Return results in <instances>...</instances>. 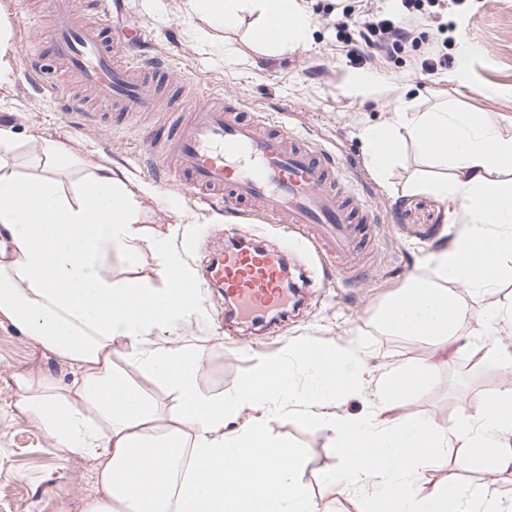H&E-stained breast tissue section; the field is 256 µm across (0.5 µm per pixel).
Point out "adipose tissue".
<instances>
[{
    "label": "adipose tissue",
    "mask_w": 512,
    "mask_h": 512,
    "mask_svg": "<svg viewBox=\"0 0 512 512\" xmlns=\"http://www.w3.org/2000/svg\"><path fill=\"white\" fill-rule=\"evenodd\" d=\"M187 15L230 29L244 16L256 21L254 38L269 55L310 42L312 18L302 0H183ZM290 23L286 38L267 37L277 19ZM366 165L386 177L403 143L447 164L450 171L412 182L452 202L460 230L431 253L416 275L376 312L374 322L392 336H413L447 356L463 343L483 367L512 366V303L494 306L479 337L465 340L472 314L451 287L485 296L512 278V132L486 113L441 105L411 112L394 104L390 118L361 130ZM10 130L0 128V316L34 344L68 363L65 383L43 370L15 376L17 411L53 447L95 463L100 493L84 512H314L298 478L299 451L272 439L265 419L229 428L248 405L281 415L294 407L329 432L339 458L338 480L362 490L363 512H512V489L502 493L448 476L424 489L425 462L460 442L462 467L489 465L512 474V387L460 406L455 423L434 417L387 419L403 399L428 389L434 363H400L366 378L362 343L326 346L301 342L293 355L303 372L261 364L230 395L199 387L206 355L183 344H157L158 335L187 328L199 310L192 268L176 248L174 226L145 225L149 188L129 187L101 166L64 189L57 170L68 166L64 146L32 148L39 174L23 177L8 158ZM156 263L155 280L114 279L113 262L134 264L142 251ZM126 347L114 365L112 345ZM147 373L175 396L167 428L136 376ZM365 397L357 415L338 412L349 397Z\"/></svg>",
    "instance_id": "ef3b65f1"
}]
</instances>
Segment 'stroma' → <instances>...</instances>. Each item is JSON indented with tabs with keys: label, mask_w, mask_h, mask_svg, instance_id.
Returning a JSON list of instances; mask_svg holds the SVG:
<instances>
[{
	"label": "stroma",
	"mask_w": 512,
	"mask_h": 512,
	"mask_svg": "<svg viewBox=\"0 0 512 512\" xmlns=\"http://www.w3.org/2000/svg\"><path fill=\"white\" fill-rule=\"evenodd\" d=\"M304 3L313 17L311 44L281 58L257 51L250 22L233 30L214 28L186 17L180 0H124L114 21L120 30L147 27L150 39L143 53L172 55L179 63L176 79L161 84L168 111L145 116V124L167 130L170 113L182 104L177 81L223 93L247 103L252 111L278 117L286 127L329 151L342 163L347 186L373 208L370 238L357 247L358 264L349 276L315 245L297 244L294 232L284 225L244 224V231L256 235L267 248L288 249V279L305 290V301L284 323L256 325L245 335L232 337L219 329L223 296L217 289L201 286L202 311L180 341L205 351L200 386L207 393L232 392L258 364L272 358L298 374L292 346L302 340L328 344L363 340L365 360L376 370L396 361L429 359L431 347L424 341L383 339L373 316L408 281L421 258L448 243L455 231L453 207L429 193L406 190V183L428 167L413 146L403 148L387 181L375 179L365 167L361 129L387 119L399 96L420 111L445 100L487 112L500 125H512V0H469L464 6L446 0L439 18L427 28L428 46L442 44L448 37L474 45L468 89L454 80L451 70L421 72L415 52L409 50L363 65L351 63L338 27L336 0ZM30 11L26 0H0V14L9 22L15 50L12 79L0 85V126L9 127L17 141L12 153L17 170L33 172L31 145L53 140L63 143L73 159L59 175L64 188H71L91 164L100 162L118 176L152 189V196L144 200L148 226L173 223L167 204L179 202L192 221L178 226L176 243L193 271H200L233 217L223 205L201 204L179 185H163L148 176L136 129L118 124L112 107H98L96 120H81L67 115L51 92L32 86L22 54L24 43L37 34ZM481 87H500L505 94L485 98L477 93ZM43 369L66 382L72 378L66 363L0 318V512H82L85 500L98 491L92 463L76 456L62 458L13 409L15 374ZM507 382L512 383V370L485 374L464 352L439 363L432 388L414 395L393 414L408 419L432 416L449 426L461 404L489 395ZM268 431L301 450L299 478L318 512H362L361 492L335 481L336 450L311 420L276 417L269 421ZM460 452L459 443L453 441L445 458L427 462V483L455 472L470 485L503 487L502 475L484 467L457 471Z\"/></svg>",
	"instance_id": "obj_1"
}]
</instances>
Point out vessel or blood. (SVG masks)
<instances>
[{"mask_svg": "<svg viewBox=\"0 0 512 512\" xmlns=\"http://www.w3.org/2000/svg\"><path fill=\"white\" fill-rule=\"evenodd\" d=\"M46 34L25 51L26 72L41 85L46 66H61L82 88L64 92L62 106L88 118L87 98L124 112L163 110L156 85L173 71L169 58L131 54V33L112 35L109 0H93L80 10L76 0H44ZM188 107L170 127V139L155 128L140 131L151 158L153 177L175 173L200 201L218 200L237 217H259L296 229L301 240L315 241L331 256L350 251L373 221L371 206H358L348 191L337 190L341 168L306 137L261 113H252L223 95L198 94L182 84ZM288 265L283 252L230 246L210 259L207 279L224 292V331L234 334L246 320L269 314L284 317L298 305L286 291Z\"/></svg>", "mask_w": 512, "mask_h": 512, "instance_id": "obj_1", "label": "vessel or blood"}]
</instances>
